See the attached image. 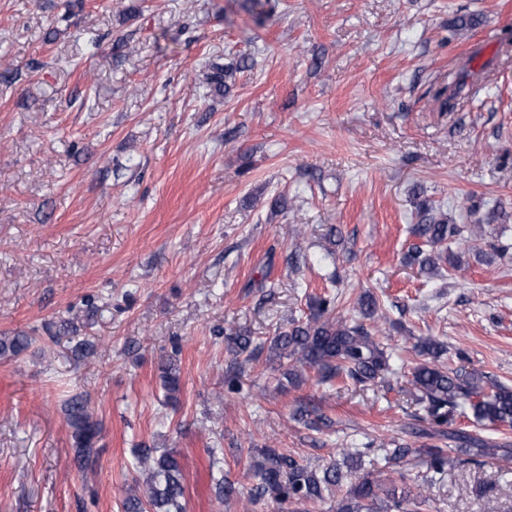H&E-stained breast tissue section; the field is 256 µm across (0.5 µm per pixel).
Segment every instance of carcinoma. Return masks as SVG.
I'll list each match as a JSON object with an SVG mask.
<instances>
[{
  "instance_id": "1",
  "label": "carcinoma",
  "mask_w": 512,
  "mask_h": 512,
  "mask_svg": "<svg viewBox=\"0 0 512 512\" xmlns=\"http://www.w3.org/2000/svg\"><path fill=\"white\" fill-rule=\"evenodd\" d=\"M243 69L242 62L229 65L215 64L206 74L209 93L224 96L229 90L228 79ZM413 235L420 243L411 245L405 263L416 264L420 270L434 273L440 263L453 269L461 266L460 256L439 246L448 240L455 243L482 239L481 225L467 229L450 224L433 214V208H420V222L413 225ZM339 305L333 295L314 297L309 301V314L304 320H292L288 329L278 332L271 340L270 352L279 361L281 390L298 386L304 381L306 369H315L321 380L351 381L365 386L375 381L385 382L394 373L389 356L376 342L368 322L382 318L375 295L364 292L354 304L357 318L350 321L335 319L333 312ZM229 349L236 354L254 353L260 346L253 345L252 336L239 330L227 337ZM33 337L18 332L0 336V357H17L28 350ZM423 361L411 372L409 384L413 387L415 402L423 412L421 421L436 431L413 427L411 433L430 439L444 434L453 443L451 448L430 445L423 449L430 471L441 474L463 462H474L479 457L489 459L512 458V443L493 442L455 429L453 424L458 400H471L474 416L490 424H512V387L494 384L488 392L474 380L462 379L453 371L438 365L447 346L433 337L415 345ZM160 379L167 397L172 399L180 389V370L175 356L161 361ZM62 412L71 431L72 447L79 469L86 470L97 459L100 447V424L89 410L88 402L80 395L64 401ZM374 442L363 444V449L343 450L342 460L322 468H313L299 462L292 454L277 448H260L251 464L257 483L254 496L267 494L295 503L336 501V512H423L427 503L426 491L394 485L386 486L364 469ZM385 461L390 466L400 465L413 450L391 439L383 441ZM138 477L129 487L123 512H184L183 473L177 453L171 449L144 447L134 449Z\"/></svg>"
}]
</instances>
